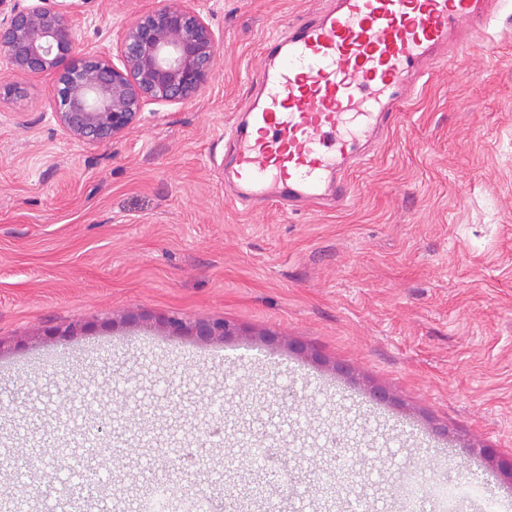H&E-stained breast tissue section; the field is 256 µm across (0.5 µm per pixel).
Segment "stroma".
Returning <instances> with one entry per match:
<instances>
[{"label": "stroma", "instance_id": "obj_1", "mask_svg": "<svg viewBox=\"0 0 512 512\" xmlns=\"http://www.w3.org/2000/svg\"><path fill=\"white\" fill-rule=\"evenodd\" d=\"M162 0H88L82 52L116 49ZM323 0H192L219 38L213 75L190 100L147 105L118 140L83 146L51 116L49 81L0 99V434L38 512L93 463L125 512L156 489L238 512L249 483L207 469L248 466L272 419L301 508L349 455L343 497L390 512L409 469L512 493V0L487 36L431 65L395 130L348 177L342 209L249 210L224 193L225 132L252 95L266 38ZM140 315L138 326L123 324ZM161 316L229 322L200 343ZM106 391L107 446L31 465L28 435L76 388ZM387 395L372 399V391ZM149 426V444L131 443ZM185 447L203 451L186 466ZM488 447L496 462L480 454Z\"/></svg>", "mask_w": 512, "mask_h": 512}]
</instances>
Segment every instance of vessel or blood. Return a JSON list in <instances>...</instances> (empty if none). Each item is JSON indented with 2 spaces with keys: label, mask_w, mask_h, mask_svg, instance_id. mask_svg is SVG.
<instances>
[{
  "label": "vessel or blood",
  "mask_w": 512,
  "mask_h": 512,
  "mask_svg": "<svg viewBox=\"0 0 512 512\" xmlns=\"http://www.w3.org/2000/svg\"><path fill=\"white\" fill-rule=\"evenodd\" d=\"M503 0H329L263 47L261 94L234 124L224 182L240 203L344 206L347 174L396 123L430 65L486 30ZM92 414L55 411L32 452L94 448Z\"/></svg>",
  "instance_id": "vessel-or-blood-1"
}]
</instances>
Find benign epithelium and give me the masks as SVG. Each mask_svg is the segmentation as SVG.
<instances>
[{
	"mask_svg": "<svg viewBox=\"0 0 512 512\" xmlns=\"http://www.w3.org/2000/svg\"><path fill=\"white\" fill-rule=\"evenodd\" d=\"M7 2L0 0V50L14 72L49 79L52 117L79 144L120 139L146 105L189 100L211 78L219 41L190 0H164L124 29L117 64L110 52L80 50L75 20L85 0H36L8 11ZM159 325L202 342L234 333L223 320L191 325L171 316Z\"/></svg>",
	"mask_w": 512,
	"mask_h": 512,
	"instance_id": "obj_1",
	"label": "benign epithelium"
}]
</instances>
